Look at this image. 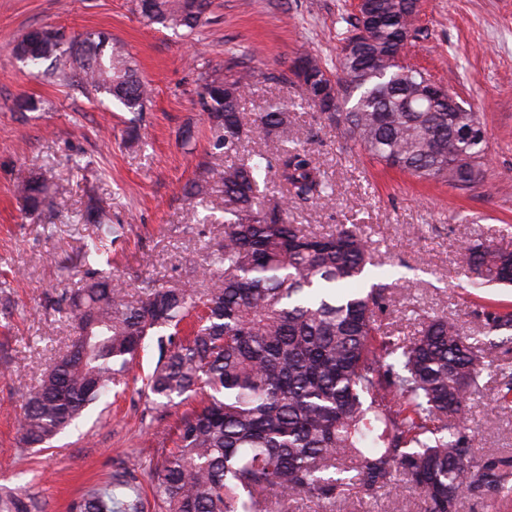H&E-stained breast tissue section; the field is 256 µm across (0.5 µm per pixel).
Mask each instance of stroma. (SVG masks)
Here are the masks:
<instances>
[{"mask_svg": "<svg viewBox=\"0 0 512 512\" xmlns=\"http://www.w3.org/2000/svg\"><path fill=\"white\" fill-rule=\"evenodd\" d=\"M348 13L347 0H211L200 27L173 31L145 25L134 0H0V492L34 497L43 512H69L86 489L128 469L151 493L149 470L173 447L159 432L174 433L197 407L194 399L159 406L141 394L138 379L157 358L152 347L124 390L93 405L57 447L29 450L18 432L25 395L73 338L57 307L83 285L80 251L95 230L82 219L89 200L124 227L112 246L116 278L177 286L199 274L222 239L223 193L200 202L184 188L219 163L197 92L204 71L230 58L254 72L244 111L287 106L294 139L333 186L329 203L297 205L295 223L314 233L356 225L376 258L391 263L399 283L383 328L410 339L422 317L444 314L477 337L484 305L512 304L511 287L469 288L460 263L470 240L512 249V0H423L409 45L410 62L483 122L484 179L462 188L374 162L306 105L300 83L270 80L308 53L335 64ZM47 26L69 36L104 31L124 44L153 89L145 110L128 112L16 59L13 44ZM22 96L41 108L17 111ZM187 130L195 136L190 154L181 142ZM44 171L63 186L62 203L32 213L16 186ZM486 354L489 368L466 401L465 433L475 457L512 458V407L494 399L499 368L512 369V344ZM279 512H424V505L397 486L371 494L353 483L336 499L299 497Z\"/></svg>", "mask_w": 512, "mask_h": 512, "instance_id": "1", "label": "stroma"}]
</instances>
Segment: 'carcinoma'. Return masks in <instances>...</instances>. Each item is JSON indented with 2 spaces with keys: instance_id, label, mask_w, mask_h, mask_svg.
<instances>
[{
  "instance_id": "obj_1",
  "label": "carcinoma",
  "mask_w": 512,
  "mask_h": 512,
  "mask_svg": "<svg viewBox=\"0 0 512 512\" xmlns=\"http://www.w3.org/2000/svg\"><path fill=\"white\" fill-rule=\"evenodd\" d=\"M137 11L150 25L198 27L205 12L192 0H150ZM378 25L366 57L378 60L405 25L408 6L376 0ZM44 75L69 78L104 94L129 112L143 111L148 86L127 56L101 32L67 42L43 30L12 47ZM309 78L330 81L327 64L310 57ZM362 60H336L339 112L325 113L344 138L373 159L419 179L468 186L484 178L487 141H468L462 129L483 127L475 112H450L422 95L424 71L389 70L368 77ZM219 77L204 73L199 104L214 150L231 159L217 172L224 194V238L202 269L206 286L189 280L163 287L135 278L134 293L102 269L108 245L123 234L90 201L84 221L96 226L81 251L86 287L66 299L74 337L26 396L19 417L22 443L49 445L125 378L157 339L158 356L141 379L149 397L201 405L177 426L175 451L156 465L154 494L161 512H262L304 496L336 497L344 472L367 492L402 481L423 497L426 512H457L459 499L486 491L512 506V459L477 460L462 431L467 395L488 367L484 342L448 316H429L411 340L378 325L393 301L388 283H373L381 264L372 243L340 224L312 233L290 220L291 206L328 200L332 185L309 152L289 145L291 120L277 105L249 115L241 100L251 72L237 60ZM283 143L277 154L236 158L254 134ZM289 198L264 194L270 176ZM20 193L32 213L52 200L41 174ZM461 259L474 288L512 285V250L490 241L464 243ZM485 336L512 342V308L482 312ZM496 399L512 403V372H500ZM35 499L0 496V512H37ZM135 474H115L93 485L72 512H141Z\"/></svg>"
}]
</instances>
